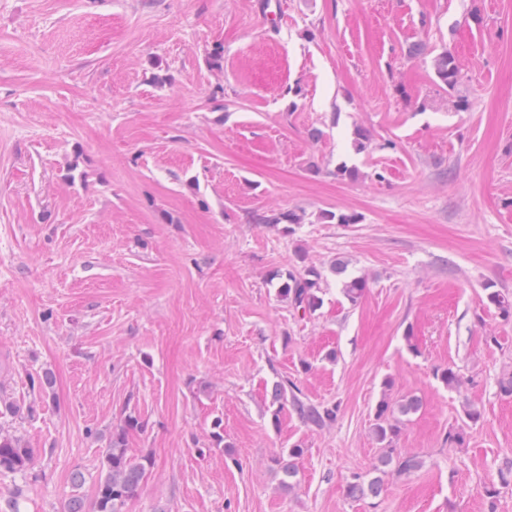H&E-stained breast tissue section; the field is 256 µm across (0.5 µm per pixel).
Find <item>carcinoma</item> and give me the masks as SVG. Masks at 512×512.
Listing matches in <instances>:
<instances>
[{"instance_id": "cac0c4a2", "label": "carcinoma", "mask_w": 512, "mask_h": 512, "mask_svg": "<svg viewBox=\"0 0 512 512\" xmlns=\"http://www.w3.org/2000/svg\"><path fill=\"white\" fill-rule=\"evenodd\" d=\"M434 72L440 83L448 90H455L462 80V69L456 57L446 51L434 60ZM272 278L278 280V295L287 300L297 312L312 313L320 306L324 277L320 268L309 263L299 269L278 270ZM367 288V280L362 276L347 277L342 280V292L348 302L355 306L362 299ZM488 303L498 309L504 318L512 317V296L492 288L486 294ZM30 390L45 394L53 387L50 372L40 371L27 374ZM436 377L448 389H457L463 384L459 372L452 367L443 368ZM292 406L298 417L306 424L324 428L336 421L339 407L316 405L306 402L291 393ZM421 407L420 400L409 396L400 400H392L383 394L376 406V423L372 428L375 440L381 445L382 453L374 468L376 476L366 478L355 473L348 483L349 495L353 498H375L380 495L384 477L392 475L402 477L411 474L422 466V460L413 454L403 453L394 447L401 431L404 418L415 414ZM34 412V404L24 408L15 400L0 393V419L18 417L22 413ZM140 426L137 418L130 416L124 426L113 432L101 462L95 498L86 503L83 497L74 496L66 504L65 512H122L125 502L133 498L140 483L151 466L145 457L133 463L128 457L126 433ZM35 456L31 448L17 435L0 427V474H11L23 477L34 465Z\"/></svg>"}]
</instances>
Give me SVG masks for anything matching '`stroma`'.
I'll use <instances>...</instances> for the list:
<instances>
[{
	"label": "stroma",
	"instance_id": "stroma-1",
	"mask_svg": "<svg viewBox=\"0 0 512 512\" xmlns=\"http://www.w3.org/2000/svg\"><path fill=\"white\" fill-rule=\"evenodd\" d=\"M304 261L325 279L306 315L271 280ZM488 285L512 294V0H0V388L25 405L28 373L54 376L10 423L38 455L23 512L92 499L131 416L151 466L123 512H485L512 458ZM284 379L336 421L273 400ZM386 393L420 399L397 446L423 465L355 500ZM434 72L440 83L450 91H454L461 83L462 69L451 53L444 51L435 58ZM294 387L295 386H293V384L292 386L288 385V380L278 382L275 385V400L283 398L289 388V392L291 389V402L293 409L304 423L317 428H324L336 421L339 411L338 405H316L303 401L295 393Z\"/></svg>",
	"mask_w": 512,
	"mask_h": 512
}]
</instances>
